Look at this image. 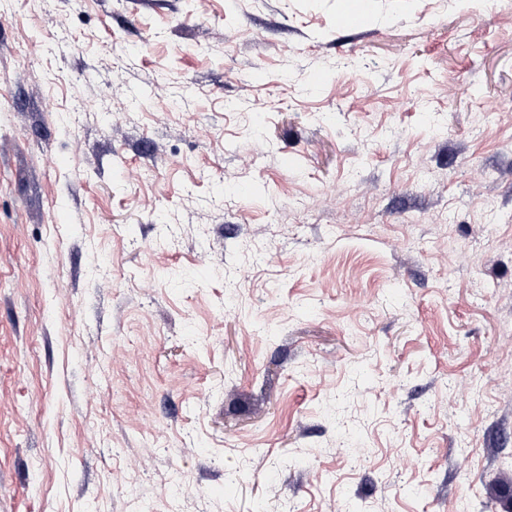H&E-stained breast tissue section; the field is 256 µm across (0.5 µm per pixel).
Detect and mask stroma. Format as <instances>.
I'll list each match as a JSON object with an SVG mask.
<instances>
[{
    "label": "stroma",
    "instance_id": "stroma-1",
    "mask_svg": "<svg viewBox=\"0 0 512 512\" xmlns=\"http://www.w3.org/2000/svg\"><path fill=\"white\" fill-rule=\"evenodd\" d=\"M0 0V512H504L512 0Z\"/></svg>",
    "mask_w": 512,
    "mask_h": 512
}]
</instances>
